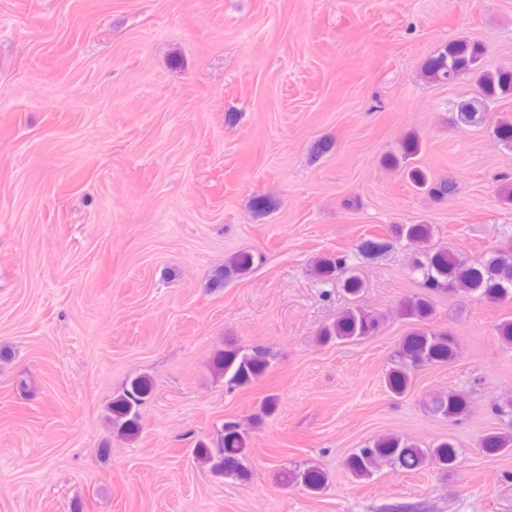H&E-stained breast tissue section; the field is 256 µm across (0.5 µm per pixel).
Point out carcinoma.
Returning a JSON list of instances; mask_svg holds the SVG:
<instances>
[{
    "mask_svg": "<svg viewBox=\"0 0 512 512\" xmlns=\"http://www.w3.org/2000/svg\"><path fill=\"white\" fill-rule=\"evenodd\" d=\"M484 55V48L479 43L460 39L445 45L423 64L422 73L430 82L450 84L463 76L470 77L474 82L476 95L453 105L454 122L458 125H481L499 103L512 99V67H490L485 63ZM493 134L505 149L512 151L511 120H499L493 127ZM422 148V141L418 137L409 136L402 141L400 152L389 155L386 163L391 167L407 168V178L411 185L436 200L454 195L458 185L453 177L433 180L419 167H406L409 161L421 153ZM398 232L411 243H423L432 235L429 224H401ZM253 265L254 256L250 252L231 256L226 264L215 270L212 286H224V279L232 274H244ZM413 271L422 276L423 287L429 292L460 290L490 303L512 298L511 246L495 249L489 256L472 262L446 248L423 251ZM316 273L324 281L344 278V288L351 295L358 294L361 289L359 279L347 274L346 261L341 257L322 260ZM400 312L416 325V329L401 342L397 351L399 362L389 369L385 377L387 389L397 397L404 396L410 389V368L445 365L456 355L452 335L430 326L433 306L426 294H417L405 300ZM378 326V317L349 309L336 322L323 328L319 336L324 343L358 339L372 335ZM272 358L271 351L264 347L230 346L216 354L213 373L224 379V385L230 390L244 387L266 372ZM152 391L153 384L149 378L136 377L129 387L112 400L111 422L117 434L130 436L139 431L140 408ZM467 409L468 399L459 392L438 396L430 402L433 414L452 422L465 416ZM250 430L251 427L240 421L228 420L223 423L216 437L196 441L193 456L214 476L245 478L248 475L246 461ZM481 449L488 455L512 452V426L485 434L481 439ZM457 457L458 448L449 441H442L431 448H422L397 437H383L350 456L347 467L351 475L359 480L370 477L373 469L382 462L402 470H414L427 464L445 469ZM283 483L287 486L298 483L310 492H318L325 486L326 474L320 468L311 466L302 472L283 477Z\"/></svg>",
    "mask_w": 512,
    "mask_h": 512,
    "instance_id": "obj_1",
    "label": "carcinoma"
}]
</instances>
